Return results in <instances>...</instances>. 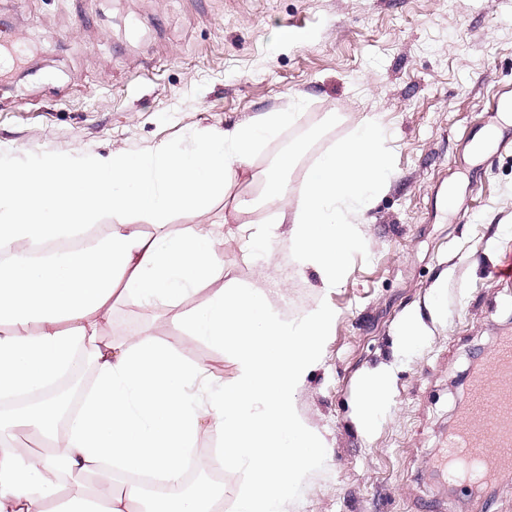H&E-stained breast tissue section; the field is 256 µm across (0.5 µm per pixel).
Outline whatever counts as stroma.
<instances>
[{"mask_svg": "<svg viewBox=\"0 0 512 512\" xmlns=\"http://www.w3.org/2000/svg\"><path fill=\"white\" fill-rule=\"evenodd\" d=\"M0 18L22 54L0 58V151L21 164L186 146L264 112H299L208 211L176 212L162 228L137 221L147 238L212 230L225 282L288 319L333 311L297 395L324 455L285 512H512V476L452 493L433 465L469 403L474 352L512 333V286L487 275L512 248V124L488 109L512 85V0H0ZM371 117L386 130L391 177L325 288L289 224H237L234 207L290 145L299 156L286 176L300 192L316 159ZM269 229L263 249L246 250ZM412 318L423 339L405 351ZM104 333L176 344L221 383L237 375L230 352L186 335L162 304L114 305ZM381 367L387 407L364 434L359 386Z\"/></svg>", "mask_w": 512, "mask_h": 512, "instance_id": "stroma-1", "label": "stroma"}]
</instances>
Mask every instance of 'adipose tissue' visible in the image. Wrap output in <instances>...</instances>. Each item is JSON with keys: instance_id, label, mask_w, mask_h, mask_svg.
<instances>
[{"instance_id": "obj_1", "label": "adipose tissue", "mask_w": 512, "mask_h": 512, "mask_svg": "<svg viewBox=\"0 0 512 512\" xmlns=\"http://www.w3.org/2000/svg\"><path fill=\"white\" fill-rule=\"evenodd\" d=\"M297 118L265 112L189 147L164 144L140 155L48 152L21 166L0 154V397H41L34 407L0 416V439L26 428L52 443L45 453L18 448L0 455V512H145L138 486L114 487L116 477L130 473L159 474L178 486V494L150 506L154 512H216L222 486L180 487L204 424L222 439L225 467L250 472L237 512H284L299 475L323 455L297 412V394L319 360L333 311L317 308L298 322L282 318L253 289L223 287L212 233L196 227L148 239L131 218L160 223L178 210H207L250 155ZM385 138L376 120L355 127L316 160L296 202L288 200L284 177L296 162L293 152L265 178L262 202H283L281 217L292 226L302 262L323 287H336L344 257L358 245L349 224L390 177ZM81 228L96 229L95 245L40 259L18 249ZM207 286L212 292L201 309L181 310L189 294ZM120 300L163 303L187 335L231 350L233 383L195 389L205 369L175 345L141 336L112 342L103 323ZM80 348L93 357L94 382L64 420L45 392L78 370Z\"/></svg>"}]
</instances>
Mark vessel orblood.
Wrapping results in <instances>:
<instances>
[{"mask_svg": "<svg viewBox=\"0 0 512 512\" xmlns=\"http://www.w3.org/2000/svg\"><path fill=\"white\" fill-rule=\"evenodd\" d=\"M471 403L460 412L448 445L437 460L451 482H458L462 459L477 461L481 478L491 482L512 475V336L500 337L473 373Z\"/></svg>", "mask_w": 512, "mask_h": 512, "instance_id": "obj_1", "label": "vessel or blood"}]
</instances>
